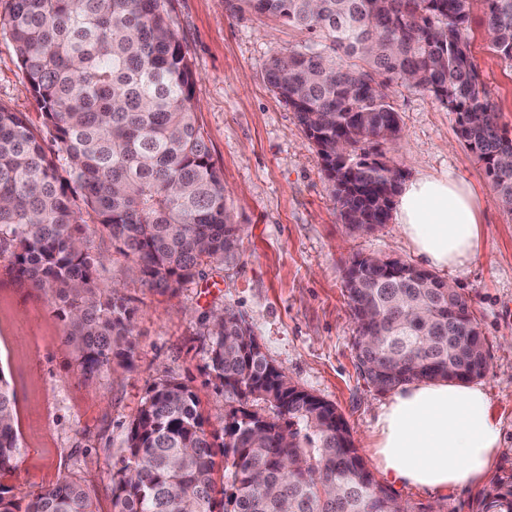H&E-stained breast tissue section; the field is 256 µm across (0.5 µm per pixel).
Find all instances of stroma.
I'll return each mask as SVG.
<instances>
[{"label":"stroma","mask_w":512,"mask_h":512,"mask_svg":"<svg viewBox=\"0 0 512 512\" xmlns=\"http://www.w3.org/2000/svg\"><path fill=\"white\" fill-rule=\"evenodd\" d=\"M170 16L193 66L198 110L212 159L223 172L226 204L243 228L238 256L206 265L176 291L149 289L108 235L90 237L93 276L118 287L133 308L131 365L112 364L85 380L56 306L43 291L9 274L0 251V374L15 396L20 456L0 486L30 498L65 481L83 485L96 512H112L111 475L128 427L151 385L169 376L197 396L205 427L221 430L229 406L207 366L203 319L233 306L289 380L336 406L354 445L371 461L377 415L388 399L361 376L355 323L343 288L356 256L417 263L409 242L388 223L368 234L339 218L322 160L293 112L270 89L264 65L300 49L310 36L274 17L231 14L224 0H170ZM484 4L474 0L466 38L487 97L512 134V61L492 51ZM400 136L385 150L406 177L452 174L479 198L481 257L465 271H443L470 300L485 338L489 370L478 384L489 397L502 439L492 476L512 471V213L504 210L483 165L461 142L453 115L429 93L391 82ZM0 107L21 113L46 135L8 35L0 32ZM478 491L440 496L400 489L402 502L437 512H476Z\"/></svg>","instance_id":"stroma-1"}]
</instances>
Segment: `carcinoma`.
Masks as SVG:
<instances>
[{
	"label": "carcinoma",
	"instance_id": "obj_1",
	"mask_svg": "<svg viewBox=\"0 0 512 512\" xmlns=\"http://www.w3.org/2000/svg\"><path fill=\"white\" fill-rule=\"evenodd\" d=\"M169 0H8L9 35L29 91L58 144L48 151L20 113L0 108V247L7 269L60 306L90 379L130 358L132 309L93 277L83 210L130 258L148 287L171 290L204 265L237 256L242 227L196 124L195 73ZM472 0H233L307 32L312 43L271 56L265 78L314 140L340 219L368 196L398 194L377 161L399 137L389 82L430 93L512 202V154L465 40ZM491 48L512 61V0H484ZM347 181L336 182V159ZM430 271L404 264L345 269L362 377L389 391L424 379L470 382L488 371L485 339L467 298ZM208 366L232 403L209 433L196 395L155 382L112 472L113 512H423L378 483L336 408L288 387L232 307L205 317ZM260 405L248 407V402ZM20 453L15 400L0 376V471ZM478 512H512V472L477 499ZM0 512H95L64 482L27 502L0 487Z\"/></svg>",
	"mask_w": 512,
	"mask_h": 512
}]
</instances>
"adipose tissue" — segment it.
I'll return each mask as SVG.
<instances>
[{"mask_svg": "<svg viewBox=\"0 0 512 512\" xmlns=\"http://www.w3.org/2000/svg\"><path fill=\"white\" fill-rule=\"evenodd\" d=\"M395 222L429 268L461 271L482 253L477 197L455 177L405 181ZM499 440L482 388L431 380L399 386L382 405L371 450L388 485L445 493L482 484Z\"/></svg>", "mask_w": 512, "mask_h": 512, "instance_id": "1", "label": "adipose tissue"}]
</instances>
